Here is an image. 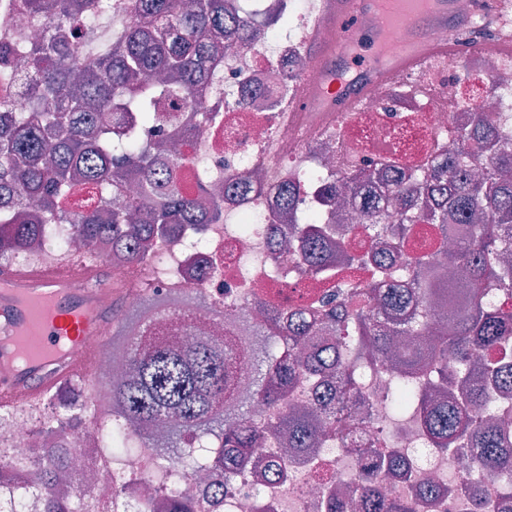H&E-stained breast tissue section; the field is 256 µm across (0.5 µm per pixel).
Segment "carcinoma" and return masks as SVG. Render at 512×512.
I'll return each instance as SVG.
<instances>
[{
    "mask_svg": "<svg viewBox=\"0 0 512 512\" xmlns=\"http://www.w3.org/2000/svg\"><path fill=\"white\" fill-rule=\"evenodd\" d=\"M286 0H271V24L288 33ZM40 42L14 37L37 79L24 111L0 105V257L15 258L46 243L99 244L132 266L148 267L162 243L184 233L202 242L209 224L224 223V194L246 181L230 174L212 184L209 156L178 152L174 141L224 114V94H214L216 69L226 56L266 35L241 0H19ZM15 78L12 57L0 53V85ZM182 111L160 127L158 103ZM470 112L453 156L435 157L417 172L361 169L326 182L323 200L359 196L369 247L354 251L331 225L336 212L295 211L284 199L288 223L266 225L268 235L294 249L311 278L327 291L310 298L296 318L257 301L264 319L224 321V309L205 306L197 293L151 288L119 309L109 349L122 367L110 379L109 397L89 404L94 371L71 387L82 392L66 406L57 392L37 400L33 415L44 426L43 447L13 469L23 484L3 497L14 501L42 491L46 512H113L112 495L137 486L131 479L113 494L78 498L69 492L74 460L63 446L73 416L100 409L91 451L111 469L112 420L161 461L150 512H193L182 481L188 472L221 471L233 478L256 450L283 443L301 455L322 445L324 427L346 446L348 434L328 407L335 384L355 389L363 374L342 342L352 340L405 378L389 392L391 414H415L421 431L442 452L475 450L472 465L512 476V427L495 421L498 402L512 395V112ZM481 177L470 174L474 162ZM195 173L193 193L182 190L184 169ZM387 179L397 221L369 189ZM89 185L97 201L78 212L67 207ZM134 186L123 204L109 207ZM417 224L436 236L421 252L405 243ZM186 263L196 276L208 268L196 248ZM370 265L364 288L344 272ZM190 340L170 343L172 328ZM455 354L448 364V353ZM314 388L310 407H289L301 383ZM275 420L254 418L256 403ZM288 478L273 464L261 481ZM351 495L361 512H415L390 502L380 480L363 474Z\"/></svg>",
    "mask_w": 512,
    "mask_h": 512,
    "instance_id": "1",
    "label": "carcinoma"
}]
</instances>
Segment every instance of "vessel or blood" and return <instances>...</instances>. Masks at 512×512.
Listing matches in <instances>:
<instances>
[{
  "label": "vessel or blood",
  "instance_id": "obj_1",
  "mask_svg": "<svg viewBox=\"0 0 512 512\" xmlns=\"http://www.w3.org/2000/svg\"><path fill=\"white\" fill-rule=\"evenodd\" d=\"M455 0H323L318 27L335 33L316 55L300 105L340 112L379 82L409 73L432 54L455 57L457 44L431 40L435 27L460 33ZM402 40H391L393 30ZM130 302L100 265L0 270V404L15 405L87 378L90 353L104 351L115 317L100 292Z\"/></svg>",
  "mask_w": 512,
  "mask_h": 512
}]
</instances>
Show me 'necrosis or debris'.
I'll return each mask as SVG.
<instances>
[{"label":"necrosis or debris","instance_id":"obj_1","mask_svg":"<svg viewBox=\"0 0 512 512\" xmlns=\"http://www.w3.org/2000/svg\"><path fill=\"white\" fill-rule=\"evenodd\" d=\"M292 24L285 39L255 44L247 52L225 60L218 79L225 93L241 101L269 98V112L225 110L215 129L184 142L187 152L202 149L215 160L216 170L227 174L263 173L260 189L241 187L226 196L224 223L207 227L206 255L210 267L193 276L185 267V238L165 242L167 267L153 278L155 290L182 288L201 293L208 301L224 304L226 316L246 314L253 296L270 298L302 309L306 300L300 289L283 281V274H301L295 252L274 250L263 226L276 207V190L288 183V172L297 167L336 175L355 164L376 168L388 161L416 169L428 156L456 152L455 137L467 100L484 101L498 81V71L512 69V53L492 47L466 52L457 59L432 56L404 76L382 82L349 112L297 110L296 105L315 69L307 46V31L315 20L314 0H294ZM366 381L360 394L347 395L340 413L356 442L355 447L317 449L288 467L285 483L258 490L251 471L235 476L223 497L206 495L205 475H188L184 492L194 499L196 512H329L328 487L358 477L361 450L375 435H383L377 456L397 452L413 470V480L385 478L383 487L394 501L411 502L420 485L435 482L445 493L435 512H477L480 504L500 499L506 486L496 475L472 478L464 455H445L429 448L417 425L390 420L386 402L389 377L383 366L359 355ZM27 405L18 406L0 424V442L12 458L30 456L38 441V423ZM94 419L82 414L67 432L66 445L87 475L77 483L76 494L121 484L127 477L154 480L159 458L152 448L112 457L111 471L88 466L83 437ZM372 446V445H371Z\"/></svg>","mask_w":512,"mask_h":512}]
</instances>
